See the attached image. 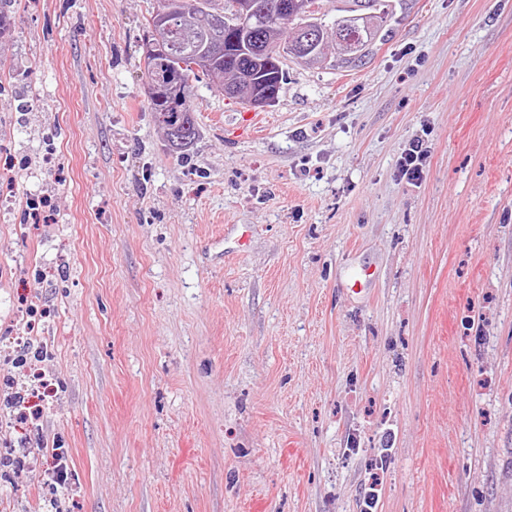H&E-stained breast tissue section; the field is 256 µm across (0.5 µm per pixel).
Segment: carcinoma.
<instances>
[{"mask_svg":"<svg viewBox=\"0 0 512 512\" xmlns=\"http://www.w3.org/2000/svg\"><path fill=\"white\" fill-rule=\"evenodd\" d=\"M239 0H184L170 11L163 0L158 22L149 21L154 46L144 65L148 106L164 130L171 150L185 154L197 136L191 103L193 78L204 75L224 88L225 96L253 107L269 96L278 99L286 80L284 62L313 54L344 63L360 62L383 39L395 16L392 0H352L354 11L365 16L362 25L344 26L323 21L324 0H279L281 7L267 13V0H253L257 12L245 17Z\"/></svg>","mask_w":512,"mask_h":512,"instance_id":"1","label":"carcinoma"}]
</instances>
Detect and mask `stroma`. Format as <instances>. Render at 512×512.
Returning a JSON list of instances; mask_svg holds the SVG:
<instances>
[{
  "instance_id": "obj_1",
  "label": "stroma",
  "mask_w": 512,
  "mask_h": 512,
  "mask_svg": "<svg viewBox=\"0 0 512 512\" xmlns=\"http://www.w3.org/2000/svg\"><path fill=\"white\" fill-rule=\"evenodd\" d=\"M160 6L0 5V351L43 310L58 387L0 512H512V0H398L248 126L194 80L184 157ZM427 157L425 140L422 137L412 140L400 158L399 166L402 176L409 180L420 178L423 175Z\"/></svg>"
}]
</instances>
